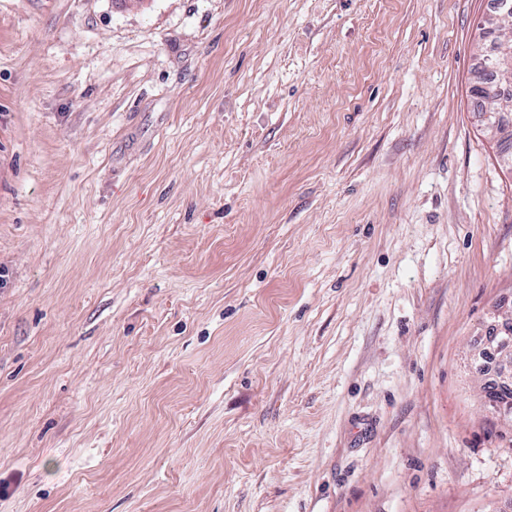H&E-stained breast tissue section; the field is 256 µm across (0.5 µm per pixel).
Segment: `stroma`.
<instances>
[{
  "label": "stroma",
  "mask_w": 512,
  "mask_h": 512,
  "mask_svg": "<svg viewBox=\"0 0 512 512\" xmlns=\"http://www.w3.org/2000/svg\"><path fill=\"white\" fill-rule=\"evenodd\" d=\"M487 4L0 0V512H512ZM482 343L492 350L501 367L498 382L512 383V335L506 329H491L482 337ZM483 388V398L493 405L509 406L512 412V386L506 387L499 383Z\"/></svg>",
  "instance_id": "1"
}]
</instances>
